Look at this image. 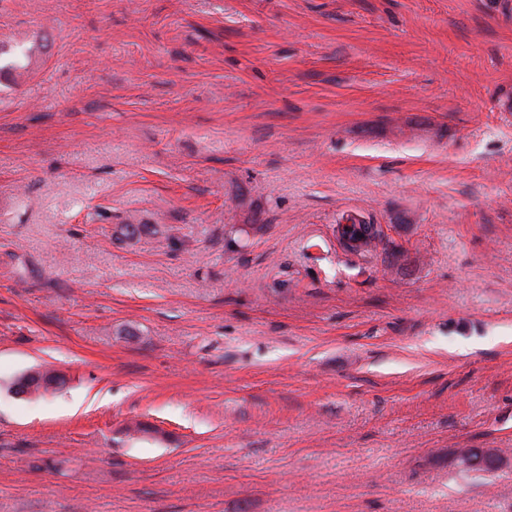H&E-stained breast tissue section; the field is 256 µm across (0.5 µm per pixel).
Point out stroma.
<instances>
[{
    "mask_svg": "<svg viewBox=\"0 0 512 512\" xmlns=\"http://www.w3.org/2000/svg\"><path fill=\"white\" fill-rule=\"evenodd\" d=\"M18 54L0 512H512V0H0ZM62 383L61 373L54 369L29 371L18 377L12 385V392L18 396H32L44 392H52Z\"/></svg>",
    "mask_w": 512,
    "mask_h": 512,
    "instance_id": "stroma-1",
    "label": "stroma"
}]
</instances>
